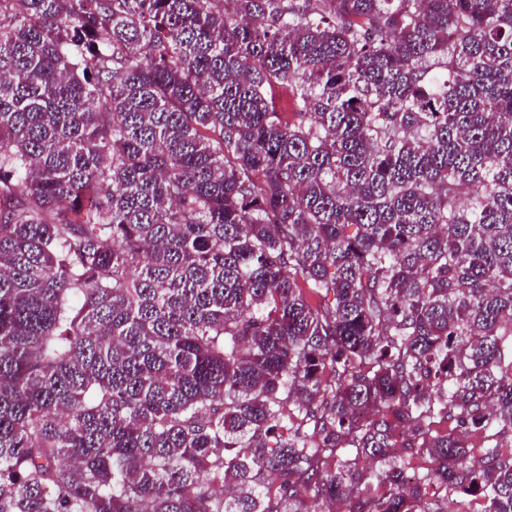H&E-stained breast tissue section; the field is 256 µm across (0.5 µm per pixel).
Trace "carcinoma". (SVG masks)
Masks as SVG:
<instances>
[{
    "instance_id": "carcinoma-1",
    "label": "carcinoma",
    "mask_w": 512,
    "mask_h": 512,
    "mask_svg": "<svg viewBox=\"0 0 512 512\" xmlns=\"http://www.w3.org/2000/svg\"><path fill=\"white\" fill-rule=\"evenodd\" d=\"M477 496L512 0H0V512Z\"/></svg>"
}]
</instances>
